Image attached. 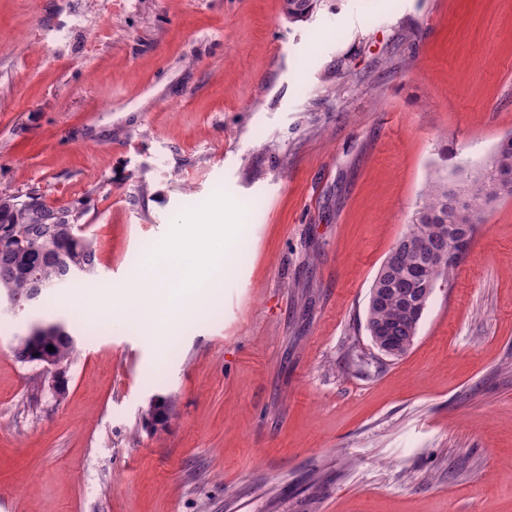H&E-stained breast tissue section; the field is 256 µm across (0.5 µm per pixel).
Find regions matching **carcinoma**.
<instances>
[{
	"label": "carcinoma",
	"instance_id": "obj_1",
	"mask_svg": "<svg viewBox=\"0 0 512 512\" xmlns=\"http://www.w3.org/2000/svg\"><path fill=\"white\" fill-rule=\"evenodd\" d=\"M314 3L315 0H284V11L291 19L302 20ZM506 196L512 197V137L501 141L490 162L460 184L450 186L443 178L427 184L420 194L413 224L395 243L372 283L370 292L381 296L378 302L368 300L366 308V330L373 345L380 344L379 331L403 303L402 289L394 287V283L416 270L425 272L431 286L451 280L458 262L448 255L450 230L466 226L475 232L484 208ZM89 211L84 198L62 207L50 206L35 187L23 194L0 195V238L9 239L0 250V265H11L16 272L10 281H0L7 297L24 303L34 288H53L95 269L96 244L81 231H76L74 239L30 233L32 224L82 226ZM71 338L66 330L35 339L20 336L13 347L14 356L27 354L35 340L45 349L54 347L52 355L68 363L76 351Z\"/></svg>",
	"mask_w": 512,
	"mask_h": 512
}]
</instances>
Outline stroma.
I'll return each instance as SVG.
<instances>
[{"label":"stroma","instance_id":"obj_1","mask_svg":"<svg viewBox=\"0 0 512 512\" xmlns=\"http://www.w3.org/2000/svg\"><path fill=\"white\" fill-rule=\"evenodd\" d=\"M509 136L512 0H0V193L87 198L99 303L215 198L239 234L158 343L77 280L0 305V512H512V197L403 358L365 327L426 182ZM45 328V326H37L31 329L28 336H20L16 339L13 347L15 358L27 354L32 348V340L37 341L42 347L48 351V347L53 345L54 351H48L52 355L59 357L65 363H69L73 357L76 348L74 343L70 341L73 336L66 330L62 333L49 332L42 336L36 337ZM36 337V338H29Z\"/></svg>","mask_w":512,"mask_h":512}]
</instances>
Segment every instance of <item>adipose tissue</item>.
<instances>
[{
	"label": "adipose tissue",
	"mask_w": 512,
	"mask_h": 512,
	"mask_svg": "<svg viewBox=\"0 0 512 512\" xmlns=\"http://www.w3.org/2000/svg\"><path fill=\"white\" fill-rule=\"evenodd\" d=\"M200 235L190 236L176 224L158 247L162 254L191 255L187 265H168L157 261L135 268L130 282L137 299L125 302L121 314L146 327L150 335H162L180 325L190 313L202 307L221 285L214 267L224 263V239L232 227L224 222V203L216 201L205 213L193 216Z\"/></svg>",
	"instance_id": "adipose-tissue-1"
}]
</instances>
